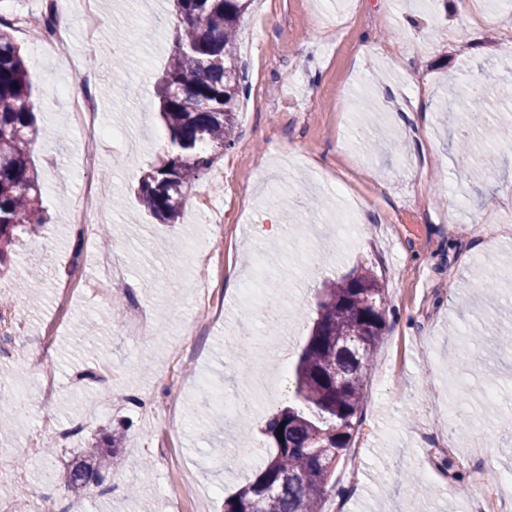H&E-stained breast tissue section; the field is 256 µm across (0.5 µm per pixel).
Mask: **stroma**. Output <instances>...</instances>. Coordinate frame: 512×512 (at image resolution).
<instances>
[{
    "label": "stroma",
    "mask_w": 512,
    "mask_h": 512,
    "mask_svg": "<svg viewBox=\"0 0 512 512\" xmlns=\"http://www.w3.org/2000/svg\"><path fill=\"white\" fill-rule=\"evenodd\" d=\"M107 20L88 43L70 15L67 53L97 71L95 128L75 126L61 90L78 79L63 61L38 54L29 31L13 27L33 81L48 224L16 247L0 297L22 309V343L0 360V390L25 407L0 434V512H60L80 499L86 512H224V501L255 474L229 460L264 442L268 416L286 405L292 373L276 376L269 352L297 363L316 317L318 290L356 268L387 289V328L366 376V402L351 445L329 485L325 512H471L488 472L512 469V144L499 143L498 107L512 103V5L507 0H254L236 52L248 93L238 141L218 155L190 192L176 224L138 200V182L168 154L156 82L168 63L177 18L169 0H101ZM504 76L489 101L449 113V85L479 82L487 67ZM382 143L366 152L356 132ZM475 133L494 156L479 181L461 170L478 154L458 151ZM96 161L87 167L85 149ZM108 185L118 207L102 206L112 246L86 244L68 220L87 182ZM358 204V239L346 245L334 218ZM217 215L210 223L209 215ZM297 223L290 240L281 224ZM223 251L214 284L221 318L194 303L187 247ZM109 254L128 288L95 287V262ZM494 273L485 296L474 268ZM146 310L148 335L125 331L130 306ZM249 334L247 347L231 342ZM394 377L375 392L386 365ZM56 394L44 404L41 367ZM245 418L252 434L234 426ZM69 446L42 451L60 428ZM118 430L120 463L108 481L76 493L67 486L77 449ZM452 463L431 455L439 440ZM416 475L399 484L400 471ZM191 474L196 495L168 494Z\"/></svg>",
    "instance_id": "1"
}]
</instances>
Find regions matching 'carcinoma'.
<instances>
[{
  "mask_svg": "<svg viewBox=\"0 0 512 512\" xmlns=\"http://www.w3.org/2000/svg\"><path fill=\"white\" fill-rule=\"evenodd\" d=\"M179 28L158 87L170 150L141 175L143 208L165 224L182 215L189 192L215 161L212 149L236 144L237 105L247 94L234 52L250 0H172ZM38 136L32 83L21 50L0 23V259L21 235L46 223L32 159ZM386 290L368 269L324 284L317 318L295 366V401L273 413L263 434L271 451L224 512H323L326 488L350 447L365 401V378L386 330ZM283 440H278V436ZM105 448H86L68 472L76 491L100 486L114 467Z\"/></svg>",
  "mask_w": 512,
  "mask_h": 512,
  "instance_id": "cac0c4a2",
  "label": "carcinoma"
}]
</instances>
